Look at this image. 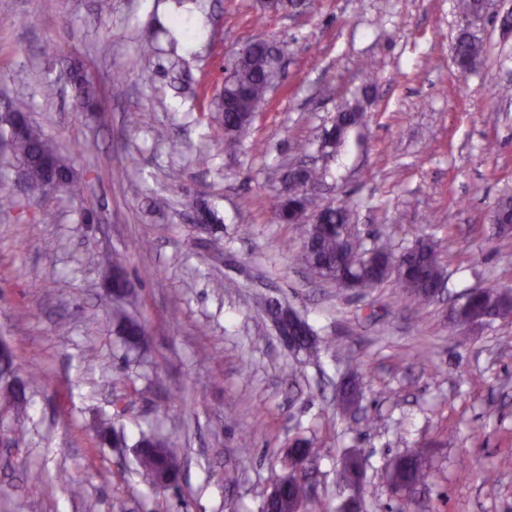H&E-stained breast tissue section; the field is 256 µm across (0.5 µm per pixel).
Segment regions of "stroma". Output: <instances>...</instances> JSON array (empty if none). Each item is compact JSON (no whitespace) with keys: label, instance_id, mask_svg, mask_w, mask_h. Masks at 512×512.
I'll use <instances>...</instances> for the list:
<instances>
[{"label":"stroma","instance_id":"obj_1","mask_svg":"<svg viewBox=\"0 0 512 512\" xmlns=\"http://www.w3.org/2000/svg\"><path fill=\"white\" fill-rule=\"evenodd\" d=\"M175 21L176 68L149 36ZM459 23L457 0L279 12L260 0H0V101L27 106L84 186L30 193L0 145V344L28 399L19 420L0 398V512H261L297 437L320 450L311 496L324 512L349 496L352 452L365 458L367 512H512V316L460 326L449 314L469 289L512 287V232L489 219L512 196V28L475 22L486 61L464 73ZM257 39L281 47L283 68L230 147L214 101ZM83 71L103 113L74 105ZM348 104L363 124L319 158ZM302 158L325 171L313 208L348 202L364 248L434 244L442 295L418 306L394 279L343 288L297 264L304 227L274 206ZM203 202L219 217L207 231ZM115 251L128 255L125 313L146 326L133 351L106 299ZM272 301L316 331L317 359L281 342ZM102 419L125 447L99 443ZM151 429L177 450L178 487H155L138 465L134 443ZM406 453L431 461L408 502L387 484Z\"/></svg>","mask_w":512,"mask_h":512}]
</instances>
